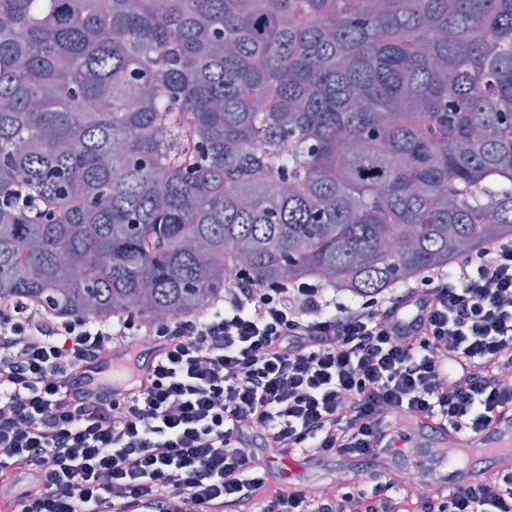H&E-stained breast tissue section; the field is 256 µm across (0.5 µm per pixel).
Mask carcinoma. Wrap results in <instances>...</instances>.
Masks as SVG:
<instances>
[{"mask_svg":"<svg viewBox=\"0 0 512 512\" xmlns=\"http://www.w3.org/2000/svg\"><path fill=\"white\" fill-rule=\"evenodd\" d=\"M493 240L512 0H0V300L170 319L240 270L359 297Z\"/></svg>","mask_w":512,"mask_h":512,"instance_id":"obj_1","label":"carcinoma"}]
</instances>
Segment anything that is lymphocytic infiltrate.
Listing matches in <instances>:
<instances>
[{
	"label": "lymphocytic infiltrate",
	"instance_id": "lymphocytic-infiltrate-1",
	"mask_svg": "<svg viewBox=\"0 0 512 512\" xmlns=\"http://www.w3.org/2000/svg\"><path fill=\"white\" fill-rule=\"evenodd\" d=\"M149 336L144 389L84 382V365ZM512 241L383 294L338 296L237 272L204 312L149 322L0 302L5 512H512V470L402 495L413 432L512 426ZM382 468L366 490L282 488L272 458Z\"/></svg>",
	"mask_w": 512,
	"mask_h": 512
}]
</instances>
